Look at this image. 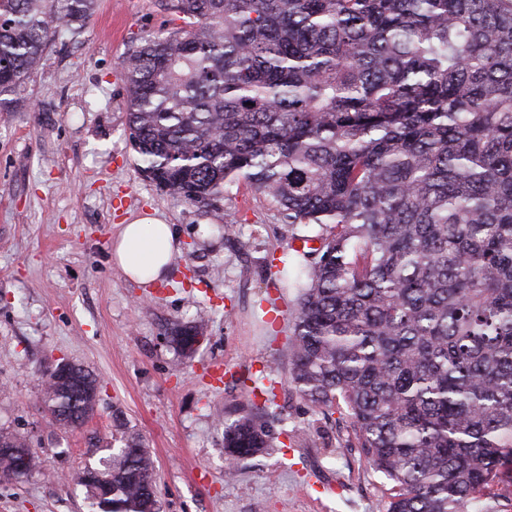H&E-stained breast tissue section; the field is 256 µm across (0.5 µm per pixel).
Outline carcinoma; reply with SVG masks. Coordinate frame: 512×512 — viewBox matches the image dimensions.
<instances>
[{
	"label": "carcinoma",
	"instance_id": "carcinoma-1",
	"mask_svg": "<svg viewBox=\"0 0 512 512\" xmlns=\"http://www.w3.org/2000/svg\"><path fill=\"white\" fill-rule=\"evenodd\" d=\"M96 0H0V95ZM181 21L120 62L126 133L159 191L223 218L244 181L319 246L281 259L297 291L291 383L390 488L388 512H498L512 466V0H161ZM186 355L206 327L178 322ZM44 378L51 420L93 414ZM224 412L225 460L273 447L274 387ZM121 446L72 481L93 512H158L154 461ZM0 427V475L21 478Z\"/></svg>",
	"mask_w": 512,
	"mask_h": 512
}]
</instances>
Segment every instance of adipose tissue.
I'll return each instance as SVG.
<instances>
[{
	"instance_id": "obj_1",
	"label": "adipose tissue",
	"mask_w": 512,
	"mask_h": 512,
	"mask_svg": "<svg viewBox=\"0 0 512 512\" xmlns=\"http://www.w3.org/2000/svg\"><path fill=\"white\" fill-rule=\"evenodd\" d=\"M179 245L169 224L140 215L121 225L112 240L111 258L123 274L139 283L161 280Z\"/></svg>"
}]
</instances>
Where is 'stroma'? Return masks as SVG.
I'll return each instance as SVG.
<instances>
[{"mask_svg":"<svg viewBox=\"0 0 512 512\" xmlns=\"http://www.w3.org/2000/svg\"><path fill=\"white\" fill-rule=\"evenodd\" d=\"M171 26L159 0H98L0 112V427L26 436L37 459L26 478L0 480V512H91L70 477L111 445L116 408L155 461L160 512H387V481L290 383L296 291L265 262L288 249L278 212L232 185L227 238L210 213L161 194L137 168L119 62L132 41ZM147 212L172 225L180 252L162 281L141 285L110 249L120 224ZM192 320L207 339L186 358L163 333ZM62 359L102 385L77 430L52 423L43 401L41 371ZM260 377L274 382L286 429L312 425L311 438L244 460L228 480L217 417Z\"/></svg>","mask_w":512,"mask_h":512,"instance_id":"obj_1","label":"stroma"}]
</instances>
